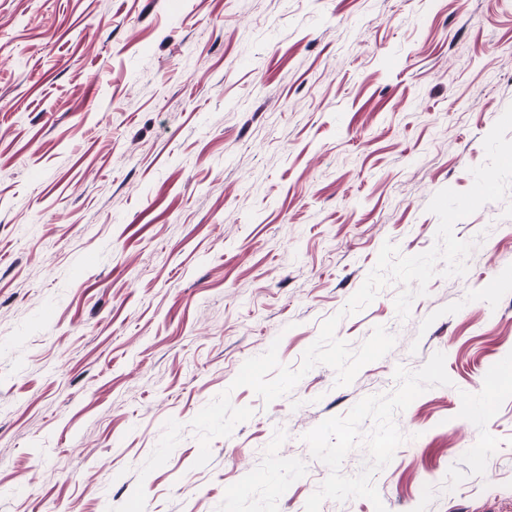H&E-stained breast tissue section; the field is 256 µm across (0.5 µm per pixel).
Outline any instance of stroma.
I'll return each mask as SVG.
<instances>
[{"instance_id": "1", "label": "stroma", "mask_w": 512, "mask_h": 512, "mask_svg": "<svg viewBox=\"0 0 512 512\" xmlns=\"http://www.w3.org/2000/svg\"><path fill=\"white\" fill-rule=\"evenodd\" d=\"M511 105L512 0H0V512H512V382L462 412L512 360V195L407 318L397 283L341 314ZM336 314L394 347L232 388ZM226 390L253 415L196 466Z\"/></svg>"}]
</instances>
